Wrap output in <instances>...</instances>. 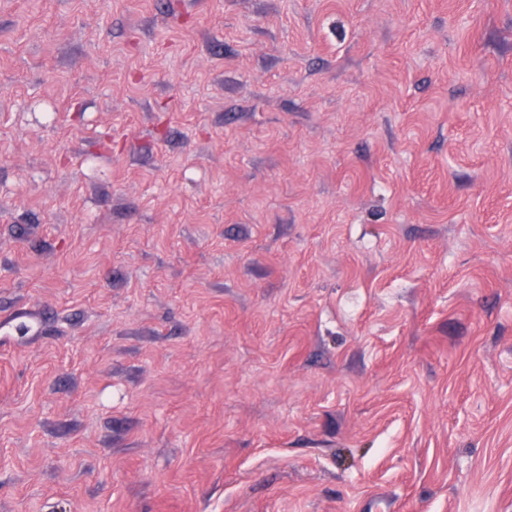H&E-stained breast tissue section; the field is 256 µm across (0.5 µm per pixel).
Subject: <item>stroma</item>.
Segmentation results:
<instances>
[{
	"mask_svg": "<svg viewBox=\"0 0 512 512\" xmlns=\"http://www.w3.org/2000/svg\"><path fill=\"white\" fill-rule=\"evenodd\" d=\"M0 512H512V0H0Z\"/></svg>",
	"mask_w": 512,
	"mask_h": 512,
	"instance_id": "35a3bbf8",
	"label": "stroma"
}]
</instances>
